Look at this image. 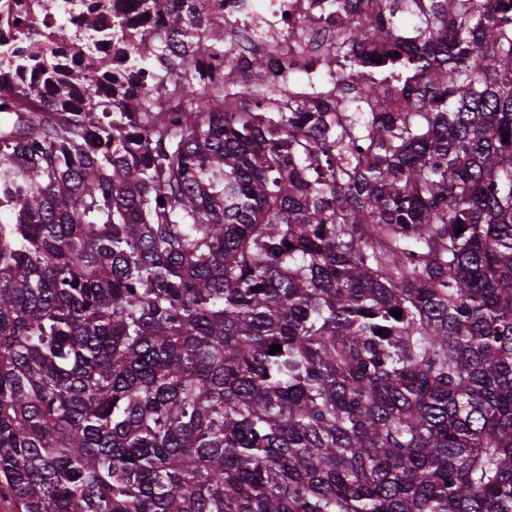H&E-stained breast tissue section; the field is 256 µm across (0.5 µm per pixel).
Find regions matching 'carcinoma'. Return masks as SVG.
<instances>
[{
	"instance_id": "1",
	"label": "carcinoma",
	"mask_w": 512,
	"mask_h": 512,
	"mask_svg": "<svg viewBox=\"0 0 512 512\" xmlns=\"http://www.w3.org/2000/svg\"><path fill=\"white\" fill-rule=\"evenodd\" d=\"M177 2L0 42V504L512 512V0H328L289 89Z\"/></svg>"
}]
</instances>
